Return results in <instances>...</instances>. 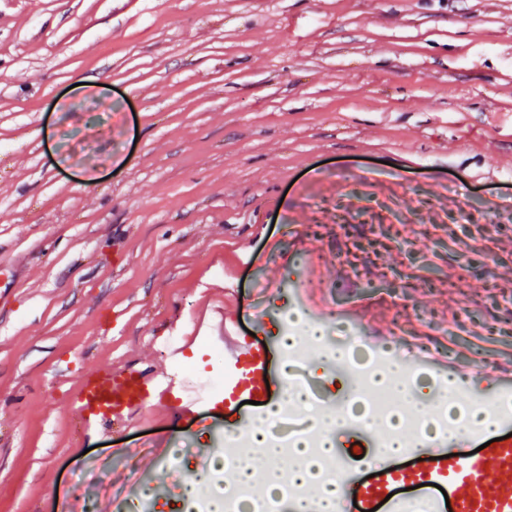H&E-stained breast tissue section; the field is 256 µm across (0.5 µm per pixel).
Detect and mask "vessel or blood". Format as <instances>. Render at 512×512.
Instances as JSON below:
<instances>
[{
  "mask_svg": "<svg viewBox=\"0 0 512 512\" xmlns=\"http://www.w3.org/2000/svg\"><path fill=\"white\" fill-rule=\"evenodd\" d=\"M286 278L258 282L261 295L254 312V328L263 331L272 293L286 288ZM278 343L258 345L240 336L232 314L224 316V392L217 396L186 397L172 369H148L135 364L102 366L84 376L71 395L85 436L112 427L134 424L148 408L169 405L176 416L200 409L223 408L233 432L252 426L254 417L241 404L277 398L267 380L279 357ZM433 368L448 378L461 380L466 395L479 386L476 376L460 375L451 359H437ZM497 428L478 433L471 455L459 452L457 441L445 438L430 443L423 462L414 467L396 463L366 465L337 458L341 477L337 483L336 512H407L404 489L411 488L426 505V512H512V413L497 416Z\"/></svg>",
  "mask_w": 512,
  "mask_h": 512,
  "instance_id": "obj_1",
  "label": "vessel or blood"
}]
</instances>
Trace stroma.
<instances>
[{"label":"stroma","mask_w":512,"mask_h":512,"mask_svg":"<svg viewBox=\"0 0 512 512\" xmlns=\"http://www.w3.org/2000/svg\"><path fill=\"white\" fill-rule=\"evenodd\" d=\"M317 253L307 266L302 258ZM314 284L369 371L415 347L512 369V0H0V512H56L100 459L178 512L224 414L148 409L87 439L69 397L103 365L204 372L227 300ZM290 439L350 391L321 350Z\"/></svg>","instance_id":"obj_1"}]
</instances>
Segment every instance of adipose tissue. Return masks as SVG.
<instances>
[{
    "instance_id": "adipose-tissue-1",
    "label": "adipose tissue",
    "mask_w": 512,
    "mask_h": 512,
    "mask_svg": "<svg viewBox=\"0 0 512 512\" xmlns=\"http://www.w3.org/2000/svg\"><path fill=\"white\" fill-rule=\"evenodd\" d=\"M309 401L308 393L297 385L284 388L280 403L269 406L263 417L257 418L251 430L254 452H242L233 465L232 486H249L256 479L266 485L279 484L282 470H289L294 482L305 487L312 483L313 463L306 444L294 446L291 455H284L282 448L270 437L269 422L281 416L286 407H303Z\"/></svg>"
}]
</instances>
